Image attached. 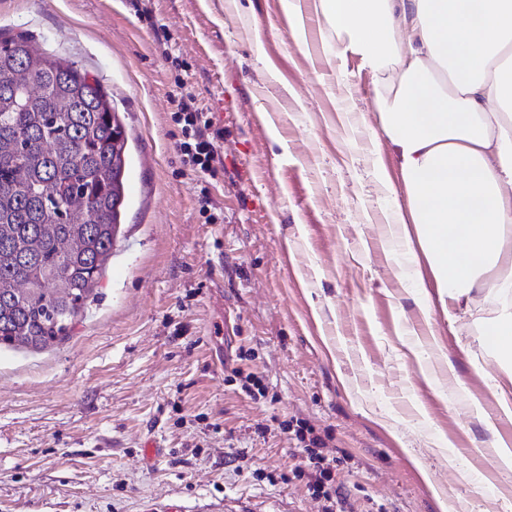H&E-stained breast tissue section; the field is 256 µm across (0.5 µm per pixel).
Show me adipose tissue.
I'll return each mask as SVG.
<instances>
[{"label": "adipose tissue", "mask_w": 512, "mask_h": 512, "mask_svg": "<svg viewBox=\"0 0 512 512\" xmlns=\"http://www.w3.org/2000/svg\"><path fill=\"white\" fill-rule=\"evenodd\" d=\"M340 52L375 77L374 116L403 193L388 218L419 294L495 303L493 382L512 417V0H316Z\"/></svg>", "instance_id": "ef3b65f1"}]
</instances>
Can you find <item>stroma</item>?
<instances>
[{"label": "stroma", "mask_w": 512, "mask_h": 512, "mask_svg": "<svg viewBox=\"0 0 512 512\" xmlns=\"http://www.w3.org/2000/svg\"><path fill=\"white\" fill-rule=\"evenodd\" d=\"M303 9L301 48L281 0H0V38L73 62L128 131L98 296L69 339L0 348V512H319L292 421L341 457L350 512H512L484 449L512 439L500 360L399 276L380 183L397 159L358 121L372 75ZM184 91L220 136L216 174L183 162Z\"/></svg>", "instance_id": "1"}]
</instances>
